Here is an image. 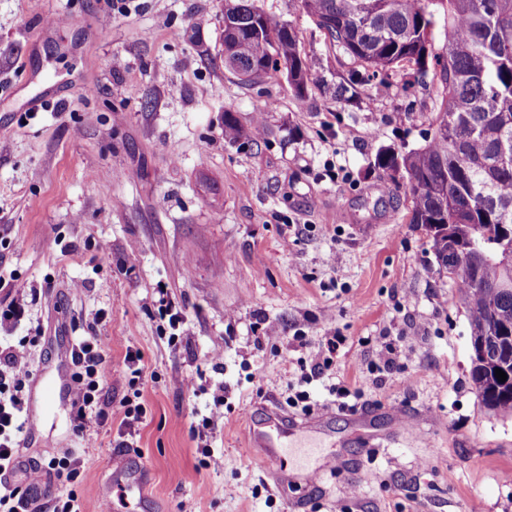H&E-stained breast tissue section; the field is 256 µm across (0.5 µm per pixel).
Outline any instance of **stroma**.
Listing matches in <instances>:
<instances>
[{
	"label": "stroma",
	"instance_id": "1",
	"mask_svg": "<svg viewBox=\"0 0 512 512\" xmlns=\"http://www.w3.org/2000/svg\"><path fill=\"white\" fill-rule=\"evenodd\" d=\"M290 25L314 81L297 101L286 72L246 83L224 67V0H0V346L33 339V365L56 373L66 345L98 336L112 374L101 399L111 426L93 441L75 409L27 386L40 433L19 442L10 475L32 463L83 460L77 489L99 512L114 457L149 474L141 492H113L112 512L144 497L150 512H512V417L474 393L470 327L425 231L408 221L401 174L375 167L385 149L425 143L443 85L428 68L349 85L360 62L330 45L299 0H256ZM109 24H101L104 12ZM66 26L53 28L56 18ZM264 113L258 140L224 139ZM185 325L171 332L160 301ZM274 336H267V329ZM343 336L334 364L307 391L313 413L335 411L346 467L280 493L245 438L248 413L290 406L292 363H315L322 336ZM299 336L303 344L287 349ZM396 367L368 365L380 337ZM156 376L130 447L117 425L130 389L127 350ZM220 360H212V353ZM201 373L197 389L180 377ZM345 383L387 432V407L408 422L358 451L333 392ZM224 418L192 430L216 394ZM224 461L204 469L207 455ZM266 133V123L262 114L258 115L252 127L245 130L230 111L224 114V139L228 142H237L241 139L260 138Z\"/></svg>",
	"mask_w": 512,
	"mask_h": 512
}]
</instances>
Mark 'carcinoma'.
Returning <instances> with one entry per match:
<instances>
[{
    "label": "carcinoma",
    "instance_id": "carcinoma-1",
    "mask_svg": "<svg viewBox=\"0 0 512 512\" xmlns=\"http://www.w3.org/2000/svg\"><path fill=\"white\" fill-rule=\"evenodd\" d=\"M325 39L358 60L364 78L418 77L428 61L439 69L444 97L425 144L407 153L385 151L378 167L406 175L411 224L431 236L445 272L465 255L473 276H450L467 312L473 356L470 380L483 406L512 416V362L497 340L512 337V0H300ZM446 6L448 38L428 51L431 5ZM224 67L253 82L278 66L288 70L297 100L313 82L289 27L261 11L254 0H224ZM263 116L244 129L224 111V139L260 138ZM507 380L498 381L495 369Z\"/></svg>",
    "mask_w": 512,
    "mask_h": 512
}]
</instances>
